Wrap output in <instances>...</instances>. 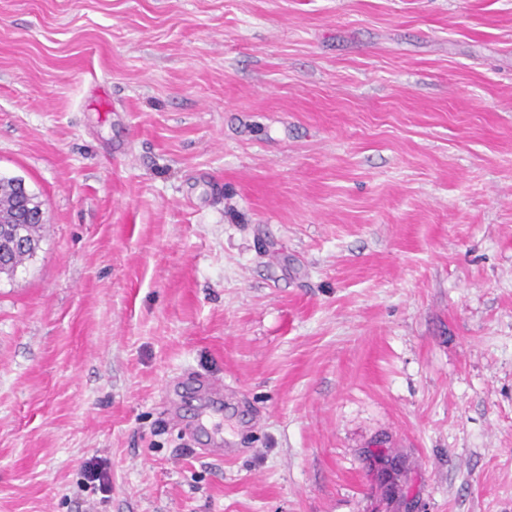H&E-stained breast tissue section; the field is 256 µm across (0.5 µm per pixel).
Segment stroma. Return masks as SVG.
<instances>
[{
    "label": "stroma",
    "mask_w": 512,
    "mask_h": 512,
    "mask_svg": "<svg viewBox=\"0 0 512 512\" xmlns=\"http://www.w3.org/2000/svg\"><path fill=\"white\" fill-rule=\"evenodd\" d=\"M1 177L0 512H512V0H0ZM15 194H16V208L14 213L9 219L4 220L0 213V234L4 233L8 235L12 233L14 244L17 248L26 250L14 249L10 246L12 239H5L0 244L1 261H3L4 273L8 276L15 274L17 268L24 263L25 260L34 256L36 251L39 249L40 242L42 241V229L44 224H29L30 221L35 220L39 223H43L44 212L41 204L33 200L29 195V192L21 179H18L14 183ZM13 224V228L19 226V231L25 235L27 242L21 233L17 234L8 225Z\"/></svg>",
    "instance_id": "obj_1"
}]
</instances>
